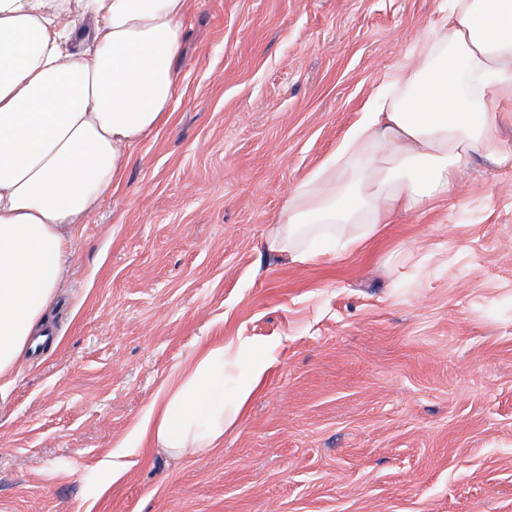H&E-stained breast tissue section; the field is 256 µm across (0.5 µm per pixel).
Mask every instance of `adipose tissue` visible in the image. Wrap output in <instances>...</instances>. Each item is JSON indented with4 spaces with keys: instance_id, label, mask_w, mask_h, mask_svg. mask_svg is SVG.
I'll use <instances>...</instances> for the list:
<instances>
[{
    "instance_id": "adipose-tissue-1",
    "label": "adipose tissue",
    "mask_w": 512,
    "mask_h": 512,
    "mask_svg": "<svg viewBox=\"0 0 512 512\" xmlns=\"http://www.w3.org/2000/svg\"><path fill=\"white\" fill-rule=\"evenodd\" d=\"M188 0H69L96 24L33 0H0V377L43 333L65 244L122 182L129 149L169 118ZM512 0H452L387 73L336 151L289 193L266 252L304 263L314 231L350 251L446 195L475 154L512 167ZM364 230L336 238L335 224ZM273 343L217 341L171 376L135 442L174 455L222 447L273 364Z\"/></svg>"
}]
</instances>
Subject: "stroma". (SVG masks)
<instances>
[{
  "instance_id": "stroma-1",
  "label": "stroma",
  "mask_w": 512,
  "mask_h": 512,
  "mask_svg": "<svg viewBox=\"0 0 512 512\" xmlns=\"http://www.w3.org/2000/svg\"><path fill=\"white\" fill-rule=\"evenodd\" d=\"M447 0H188L167 123L66 247L0 397V512H512V170L360 250L263 245ZM278 339L224 445L130 447L216 337Z\"/></svg>"
}]
</instances>
